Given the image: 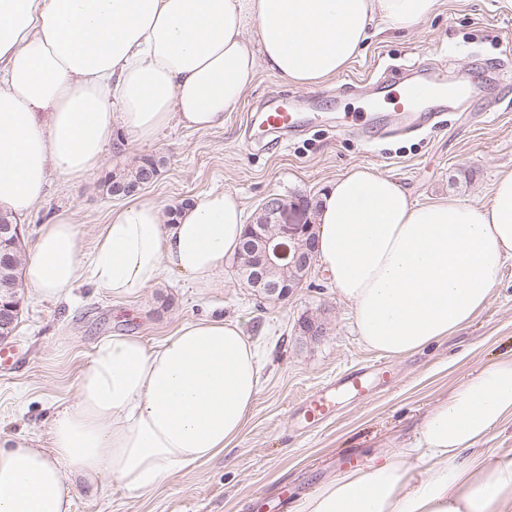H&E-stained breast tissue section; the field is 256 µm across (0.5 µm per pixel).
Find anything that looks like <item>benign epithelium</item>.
<instances>
[{"label": "benign epithelium", "instance_id": "7a95c632", "mask_svg": "<svg viewBox=\"0 0 512 512\" xmlns=\"http://www.w3.org/2000/svg\"><path fill=\"white\" fill-rule=\"evenodd\" d=\"M265 207L269 213L266 224H248L245 228L244 248L253 252V261L241 268L249 283L264 285L263 294L273 301L283 300L295 290L289 281H274L273 274L281 268H296L310 274L317 259L313 225L288 224L284 217L290 210H309V201L290 203L280 197H271ZM21 225L0 226V265L14 262L11 247L20 240ZM21 302L17 296L0 300V342L7 341L15 330Z\"/></svg>", "mask_w": 512, "mask_h": 512}]
</instances>
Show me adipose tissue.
Segmentation results:
<instances>
[{
	"label": "adipose tissue",
	"mask_w": 512,
	"mask_h": 512,
	"mask_svg": "<svg viewBox=\"0 0 512 512\" xmlns=\"http://www.w3.org/2000/svg\"><path fill=\"white\" fill-rule=\"evenodd\" d=\"M438 0H0V212L30 213L51 177L98 171L112 144L164 129L222 126L266 69L315 88L361 55L371 33L415 30ZM317 261L352 306L365 347L401 359L456 335L488 306L512 261V171L489 201L416 203L394 179L350 168L323 192ZM243 206L208 190L166 223L159 205L113 208L92 255L60 217L26 265L40 294L90 280L132 300L166 274L207 292L243 239ZM262 355L223 316L156 343L102 337L47 447L0 444V512H72L104 478L135 494L230 447L255 404ZM512 421V357L433 406L405 446L350 467L291 512H512V448L483 440Z\"/></svg>",
	"instance_id": "adipose-tissue-1"
}]
</instances>
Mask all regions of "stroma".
Returning a JSON list of instances; mask_svg holds the SVG:
<instances>
[{
  "mask_svg": "<svg viewBox=\"0 0 512 512\" xmlns=\"http://www.w3.org/2000/svg\"><path fill=\"white\" fill-rule=\"evenodd\" d=\"M418 57L445 66L449 76H466L483 99L496 102L495 111L449 112L438 128L371 146L336 133L324 120L288 143L269 138L249 150L247 119L266 98L313 95L263 69L238 109L225 115L223 127H173L151 146L108 150L102 167L82 181L53 178L33 212L17 219L25 247L33 249L42 224L61 214L77 225L83 252H91L110 210L121 204L107 194L106 176L147 156L163 158L164 165L139 195L165 212L218 187L240 196L251 222L271 196L318 202L328 183L356 165L397 180L420 203L455 197L486 204L497 176L512 169V97L503 98L499 73L489 67L512 60V9L503 0H438L435 17L410 33L371 36L362 56L327 84L337 89ZM216 313L238 321L263 356L260 391L241 438L221 457L178 472L147 494L114 482L104 483L93 498L77 492L74 512H289L290 501L341 472L344 459L363 460L407 439L453 388L512 355V262L486 310L468 327L448 341L388 361L360 342L349 303L319 267L302 288L278 302L247 288L230 262L224 290L216 295L177 274L127 302L88 284L54 298L25 289L8 345L15 362L0 367V442L26 437L45 443L58 403L71 398L101 337L126 332L152 343L178 322ZM307 318L322 326V336L301 335L299 324ZM381 361L393 372L390 383L362 400L342 397L332 417L316 428L305 426L300 410L305 397Z\"/></svg>",
  "mask_w": 512,
  "mask_h": 512,
  "instance_id": "35a3bbf8",
  "label": "stroma"
}]
</instances>
